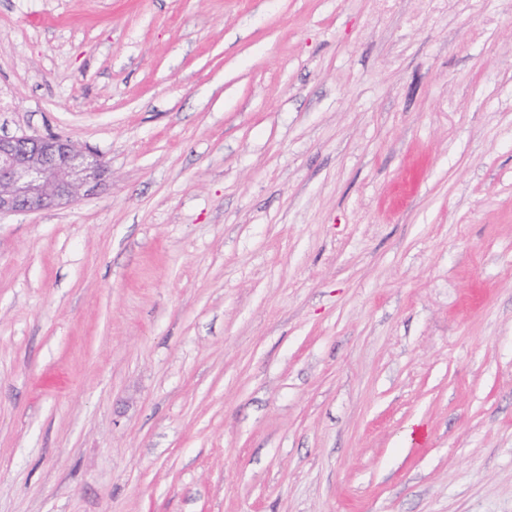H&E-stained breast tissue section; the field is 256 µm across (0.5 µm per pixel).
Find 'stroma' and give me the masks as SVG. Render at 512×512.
I'll use <instances>...</instances> for the list:
<instances>
[{
  "label": "stroma",
  "mask_w": 512,
  "mask_h": 512,
  "mask_svg": "<svg viewBox=\"0 0 512 512\" xmlns=\"http://www.w3.org/2000/svg\"><path fill=\"white\" fill-rule=\"evenodd\" d=\"M0 97L108 168L0 215V512H512V0H0Z\"/></svg>",
  "instance_id": "stroma-1"
}]
</instances>
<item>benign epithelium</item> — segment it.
<instances>
[{
	"label": "benign epithelium",
	"instance_id": "obj_1",
	"mask_svg": "<svg viewBox=\"0 0 512 512\" xmlns=\"http://www.w3.org/2000/svg\"><path fill=\"white\" fill-rule=\"evenodd\" d=\"M104 174L97 153L62 138L0 136V214L75 201Z\"/></svg>",
	"mask_w": 512,
	"mask_h": 512
}]
</instances>
